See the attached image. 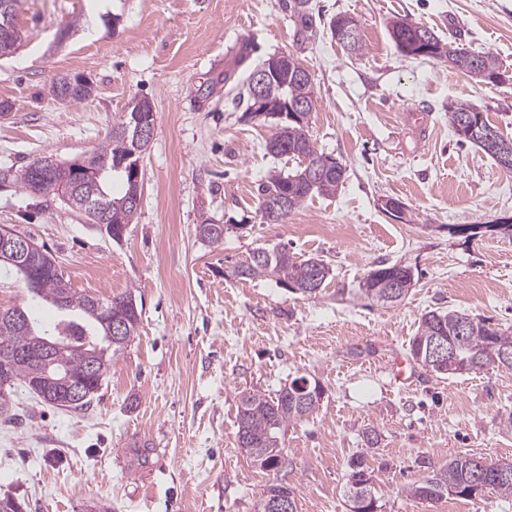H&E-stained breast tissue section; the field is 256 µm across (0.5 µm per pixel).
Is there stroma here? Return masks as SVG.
I'll return each mask as SVG.
<instances>
[{"label": "stroma", "mask_w": 512, "mask_h": 512, "mask_svg": "<svg viewBox=\"0 0 512 512\" xmlns=\"http://www.w3.org/2000/svg\"><path fill=\"white\" fill-rule=\"evenodd\" d=\"M21 0L19 50L0 59V169L39 156L67 162L103 141L131 101L154 105L140 156L142 198L121 240L53 196L0 189V227L44 245L72 288L108 300L133 291L135 339L112 362L89 410L15 401L25 422L0 424V498L21 512H257L267 484L296 490L297 512H349V461L365 454L379 512H512L488 490L436 502L408 496L427 467L475 454L512 460V371L440 378L412 362L422 315L458 310L512 332V173L448 123L477 106L512 137V0ZM354 17L366 45L348 53L329 22ZM403 18L443 43L489 52L490 82L444 59L412 58L389 32ZM291 53L319 98L308 131L346 168L335 195H313L285 222L256 216L259 186L294 169L267 154L274 121L247 118L234 96L269 57ZM59 75L94 87L55 100ZM405 206L403 219L384 202ZM226 225L202 242L197 224ZM316 256L327 287L306 299L234 268L259 247ZM411 269L404 300L382 305L360 287L379 264ZM405 359L412 385L395 380ZM304 376L325 390L289 425L285 463L255 467L237 444L242 391L274 395ZM378 434L367 449L366 431Z\"/></svg>", "instance_id": "35a3bbf8"}]
</instances>
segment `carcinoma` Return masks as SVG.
I'll return each instance as SVG.
<instances>
[{
	"mask_svg": "<svg viewBox=\"0 0 512 512\" xmlns=\"http://www.w3.org/2000/svg\"><path fill=\"white\" fill-rule=\"evenodd\" d=\"M390 35L400 51H405L411 41V31L392 24ZM432 58H446L453 68L470 76L492 80L497 77L498 59L486 52H470L463 48L444 49L436 33ZM22 43V30L13 23L11 30L0 29V48L7 46L16 53ZM298 61L288 55V64L278 72L276 85L267 89V97L276 103L281 99L289 103L303 104V111L294 120L285 121L276 112H263L261 118L276 120V132L266 143V150L276 156H292L299 160L298 169L286 176L276 175L259 188L258 213L267 223H277L288 218L313 194L334 195L344 181L345 167L330 156L318 152L307 135L309 116L318 107L315 89L297 77ZM153 104L142 98L129 105L120 120L112 125L102 143L81 159L82 168L89 176L98 178L101 192L93 196H79L72 192L75 180L73 168L62 163L49 171L46 194L61 198L71 208L82 211L87 219L98 223L102 210H108L112 225L124 228L133 223L138 208L128 202L130 186L124 172L117 170L128 156L142 152L143 146L135 140L133 117L135 112H150ZM448 123L460 139L478 146L494 161L497 153L487 144L481 132L491 130L504 141L506 137L491 124L483 113L467 102L457 104L448 112ZM124 184V193L116 197L106 188L109 179ZM0 183L10 184L29 193L33 192L32 164L19 169L0 170ZM288 200V208L277 206L279 198ZM200 239L210 245L224 241V225L205 219L197 225ZM51 254L39 261L36 275L38 284L28 289L30 297L0 314V357L10 350L21 347L30 358L14 361L9 368V382L0 389V422L14 424L20 414L16 410L14 388L22 386L35 394L41 403L68 412L88 409L102 386L104 376L112 367V360L123 352L135 338L141 311L132 292L128 291L97 306L93 298L72 290L62 273L50 265ZM320 276L321 287L327 286L330 268L317 257L299 258L287 249L275 246L259 248L249 260L237 267L242 279L266 277L279 285L292 284L303 287L313 273ZM407 277L405 267L397 264L379 266L368 272L361 293L369 300L387 304L403 300L410 288H403L396 298L384 295L377 284L387 279L401 280ZM47 304L57 310L53 330L67 337V346L58 354L55 369L45 370L36 359L44 347L45 330L40 318L39 305ZM121 313L127 318L124 333L118 340L108 339L110 325L104 309ZM24 313L30 319V327L23 330L16 326L13 316ZM436 336H446L458 345V366H431L427 363V346ZM503 350L512 351V334L490 326L486 321L456 310L444 312L431 310L424 314L419 330L410 341L412 359L425 370L443 378L456 374L480 371L486 368L512 370V361L500 358ZM95 363V374L84 387L82 396L68 399L66 384L54 374L61 369L74 376L85 373L90 363ZM324 389L317 382L304 376L294 378L270 397L260 391L244 393L237 408V443L246 450L255 465L275 470L285 463L281 437L288 425L312 415L320 405ZM348 500L350 509L358 512H377V500L372 487V477L362 456L350 462ZM490 489L503 497H512V461L489 462L474 454L457 455L448 459V466L433 469L421 482L408 488L409 496L426 501H439L450 496L475 497Z\"/></svg>",
	"mask_w": 512,
	"mask_h": 512,
	"instance_id": "obj_1",
	"label": "carcinoma"
}]
</instances>
